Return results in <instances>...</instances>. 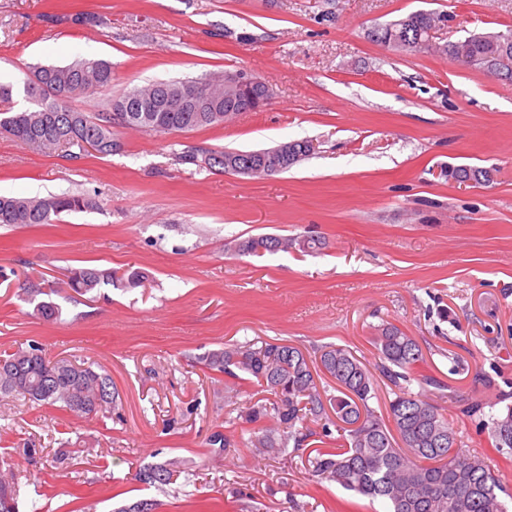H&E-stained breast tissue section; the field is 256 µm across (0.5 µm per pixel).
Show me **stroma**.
<instances>
[{
  "label": "stroma",
  "mask_w": 512,
  "mask_h": 512,
  "mask_svg": "<svg viewBox=\"0 0 512 512\" xmlns=\"http://www.w3.org/2000/svg\"><path fill=\"white\" fill-rule=\"evenodd\" d=\"M425 10L448 13L445 45L512 29V0H0V82L28 108L29 67L95 53L112 87L80 96L94 114L153 81L247 69L272 98L261 110L183 133H120L119 152L78 159L0 135V195L83 193L92 210L56 223L0 227V353L36 341L47 357L103 366L120 415H76L0 400V477L19 476V512H380L381 503L310 476V436L287 455L254 457L242 414L265 396L200 362L236 342L285 343L315 357L332 343L379 361L375 326L420 345L428 387L462 446L489 458L512 492V458L465 410L512 404V82L447 55L402 56L370 36ZM91 13L93 26L76 24ZM315 143L263 178L182 164L188 148L258 150ZM491 169L486 185L448 167ZM312 231L316 253L233 256L228 239ZM145 270L136 288L97 297L66 288L67 269ZM55 286L59 321L34 314L32 288ZM466 369L453 370L454 358ZM229 441L213 451L210 439ZM191 479L146 486L168 458ZM309 142L310 141L307 139L286 141L285 143H288L292 150L291 155L294 157L292 159V161H290L289 163H288V161H285L284 163H282L279 166V168L275 172H269L268 174L260 172V173H257L255 176H258V177L272 176V175H276V174L288 171L289 169L294 167L299 162L308 158L313 153L314 150H311L308 147L307 143H309Z\"/></svg>",
  "instance_id": "1"
}]
</instances>
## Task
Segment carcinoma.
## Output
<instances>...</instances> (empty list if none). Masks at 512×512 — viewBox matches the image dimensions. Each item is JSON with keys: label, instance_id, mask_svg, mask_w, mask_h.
<instances>
[{"label": "carcinoma", "instance_id": "cac0c4a2", "mask_svg": "<svg viewBox=\"0 0 512 512\" xmlns=\"http://www.w3.org/2000/svg\"><path fill=\"white\" fill-rule=\"evenodd\" d=\"M448 20V14L427 16L412 12L371 32L374 41L402 55H412L420 48L416 34L426 36L434 18ZM512 48V32L495 37L471 34L426 51L443 53L461 66L487 70L505 48ZM114 80L112 63L101 58H83L67 65L35 66L29 70L23 93L31 107L13 111L14 87L0 83V134L8 135L35 151L64 149L77 158L72 148L93 150L101 156L121 149L119 129L173 134L218 125L224 119L201 118L203 112H224V84L220 78L179 79L135 87L109 101L105 112H130L128 120L116 127L104 125L77 109L72 100L91 95ZM49 82L60 95L40 92V83ZM309 140H291L292 161L282 163L277 172H286L312 153ZM224 158V172L237 161L242 151L189 149L183 163L214 168L211 154ZM456 181L466 179L478 185L492 182L487 168L461 165L455 167ZM94 206L84 194L43 197L0 196V224L10 227L53 224L63 213L83 212ZM325 241L319 236H257L232 239L224 251L235 255L275 253L289 248L303 252L320 250ZM147 273L139 268L116 276L110 269L87 265L67 271L65 284L80 295L95 292L103 285L119 283L125 288L140 286ZM36 315L46 321L61 316V309L51 301L35 306ZM380 363L379 375L394 387L389 416L394 430H389L370 407L377 379L348 348L329 344L319 351L316 365L336 382L337 395L322 397L311 364L298 347L287 344L251 342L213 350L202 357L209 369L241 383L257 384L271 395L269 402L252 407L244 416L247 423L265 419L272 428L251 433L249 444L260 458L278 457L288 445L297 448L308 434L302 426L315 424L322 435L338 433L340 443L334 448H317L312 458L313 472L341 488L370 500H379L388 512H508L504 490L487 458L463 449L457 431L439 406L411 390L413 382L442 388V383L418 374L425 362L417 341L391 323L376 328L373 336ZM0 395L23 399L41 406L57 407L75 414L110 417L117 408L118 392L112 377L89 362L59 358L46 359L42 346L33 342L0 357ZM489 430L492 445L498 451L512 452V405L489 420H479ZM188 471L176 458L151 464L140 473V480L150 485H166L173 477ZM18 491L14 481L0 479V512H19Z\"/></svg>", "mask_w": 512, "mask_h": 512}]
</instances>
